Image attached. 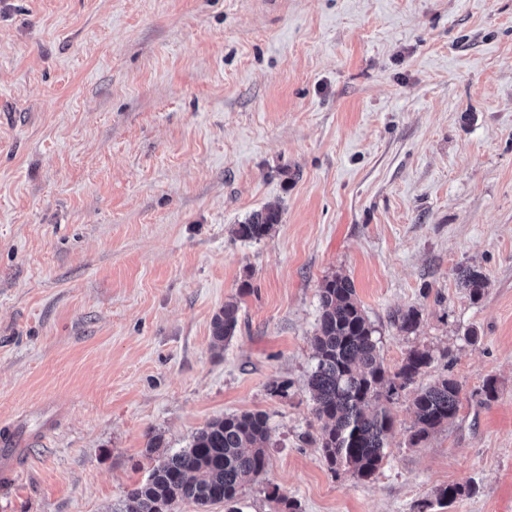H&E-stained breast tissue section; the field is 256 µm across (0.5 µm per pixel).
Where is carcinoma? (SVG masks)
Masks as SVG:
<instances>
[{
	"instance_id": "cac0c4a2",
	"label": "carcinoma",
	"mask_w": 512,
	"mask_h": 512,
	"mask_svg": "<svg viewBox=\"0 0 512 512\" xmlns=\"http://www.w3.org/2000/svg\"><path fill=\"white\" fill-rule=\"evenodd\" d=\"M281 223V210L267 207L236 225L233 233L244 241L259 240ZM460 280L478 299L487 287L478 271H460ZM320 319L312 338L315 365L307 388L320 421L322 457L331 470L343 467L360 478L380 469L394 420L388 407L396 390L405 388L432 363L427 350L409 352L398 372L385 369L376 329L355 298L351 281L342 276L324 280L320 288ZM238 324V307L224 304L212 321L215 342L231 339ZM419 312L409 308L394 317L401 332L411 333ZM459 383L446 376L416 393L411 442L451 423L460 404ZM270 440L268 417L245 412L213 419L181 449L154 466L148 480L130 490L118 512H172L175 504L191 501L199 512L222 503L235 507L242 487L266 467Z\"/></svg>"
}]
</instances>
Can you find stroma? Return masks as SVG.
<instances>
[{"mask_svg": "<svg viewBox=\"0 0 512 512\" xmlns=\"http://www.w3.org/2000/svg\"><path fill=\"white\" fill-rule=\"evenodd\" d=\"M335 274L389 373L433 357L368 480L329 469L307 390ZM447 374L456 419L411 444ZM249 411L241 512H512V0H0V512H111ZM280 222L281 210L278 207H267L252 214L244 223L237 224L233 233L240 240H260ZM238 324V307L233 303H225L212 321V336L215 342L223 343L231 339Z\"/></svg>", "mask_w": 512, "mask_h": 512, "instance_id": "obj_1", "label": "stroma"}]
</instances>
